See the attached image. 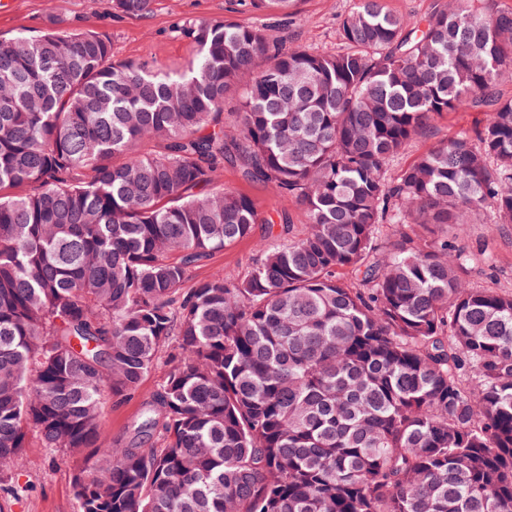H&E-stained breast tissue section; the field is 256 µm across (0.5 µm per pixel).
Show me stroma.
Here are the masks:
<instances>
[{"mask_svg":"<svg viewBox=\"0 0 512 512\" xmlns=\"http://www.w3.org/2000/svg\"><path fill=\"white\" fill-rule=\"evenodd\" d=\"M227 3L228 0H156L148 16L126 17L113 11L110 0H0V40L53 28L95 31L110 39L116 59L174 67L186 64L193 55L191 45L175 35V24L195 18L224 19ZM349 5L350 0H300L297 14L268 15V33L289 46L334 52L340 47L338 22ZM217 184L249 196L272 216H289L293 230L287 233L279 225H254L248 238L214 253L194 268L184 283L188 289L219 271L229 276L243 275L263 248L306 230L302 208L284 202L271 185L245 181L229 166L221 172ZM458 235L474 255L470 284L512 292V225L466 224ZM164 375V366H157L145 376L134 395L106 402L104 442L129 443L144 402ZM82 465V460L60 457L44 448L36 436H29L22 451L19 481L30 484L31 489L16 498L0 493V512H74L72 474Z\"/></svg>","mask_w":512,"mask_h":512,"instance_id":"obj_1","label":"stroma"}]
</instances>
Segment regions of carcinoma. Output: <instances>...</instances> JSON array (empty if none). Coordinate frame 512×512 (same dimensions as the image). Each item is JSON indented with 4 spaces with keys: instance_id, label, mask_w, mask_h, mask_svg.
I'll return each mask as SVG.
<instances>
[{
    "instance_id": "1",
    "label": "carcinoma",
    "mask_w": 512,
    "mask_h": 512,
    "mask_svg": "<svg viewBox=\"0 0 512 512\" xmlns=\"http://www.w3.org/2000/svg\"><path fill=\"white\" fill-rule=\"evenodd\" d=\"M176 33L195 55L175 74L94 31L0 41V490L28 491L34 433L85 457L76 512H512V292L469 286L456 244L478 216L512 224V3L409 22L352 0L334 53L260 19ZM463 104L477 127L391 169ZM226 165L308 229L186 291L274 223L207 190ZM160 362L130 443H104V395Z\"/></svg>"
}]
</instances>
